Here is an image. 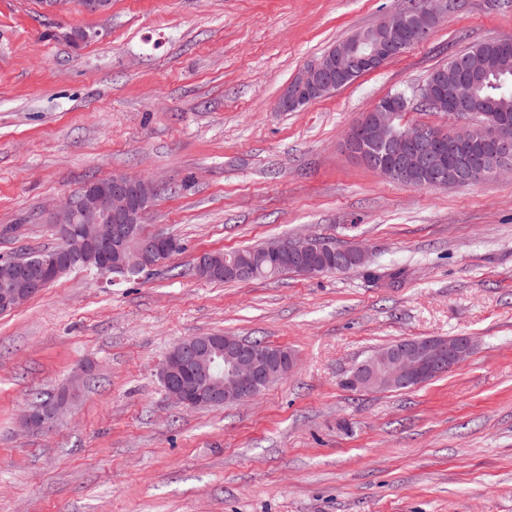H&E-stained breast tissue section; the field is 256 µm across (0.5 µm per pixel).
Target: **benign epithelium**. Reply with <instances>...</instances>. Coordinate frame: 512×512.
Here are the masks:
<instances>
[{"label": "benign epithelium", "instance_id": "1", "mask_svg": "<svg viewBox=\"0 0 512 512\" xmlns=\"http://www.w3.org/2000/svg\"><path fill=\"white\" fill-rule=\"evenodd\" d=\"M438 11L424 6L414 12L399 9L386 15L376 26V39L362 37L333 46L320 58L307 63L283 89L277 108L295 112L311 102L335 92L332 77L353 78L358 70L375 71L387 57L395 54L410 37L427 38L438 25ZM427 99L438 110L457 120L450 132L454 142H482L494 145L482 168L445 170L439 160L436 136L428 129L412 125L397 129L394 112L404 106L398 96L388 99L381 112H366L347 131L344 146L367 168L386 179L406 183V162L417 155L423 168L419 188H447L474 184L505 171L512 166L505 163L512 154V141L495 126L496 113L460 111L466 90L455 87L448 95L438 94L433 85L423 87ZM386 149L391 162L375 160L367 145ZM154 185L124 173H116L105 183H87L76 194L54 206L52 223L58 235L65 238V263L58 262L37 268L18 260L8 273L0 291V311L6 312L27 302L47 288L68 267V263L87 256L98 246L112 251L114 263L103 262L98 274L117 282L112 277V265L124 271L137 273L154 266L152 259L161 255L167 246V237L156 234L143 239L134 234L132 225L145 221L155 201ZM334 252L320 238L289 241L278 238L263 244V255L269 260L285 254L304 255L310 252ZM474 342L468 336H426L407 338L392 347H383L358 364L350 376L355 386L373 389L421 386L461 364L473 351ZM224 354V373L211 366L213 355ZM295 366V356L267 354L247 341L237 338L224 341V346L199 341L192 336L176 343L159 370L166 386V395L174 403L188 408L251 401L269 386L288 375ZM77 387L62 390L64 401L38 414L26 411L20 418L21 428L29 433L46 431L55 425L58 411L65 410L75 398Z\"/></svg>", "mask_w": 512, "mask_h": 512}]
</instances>
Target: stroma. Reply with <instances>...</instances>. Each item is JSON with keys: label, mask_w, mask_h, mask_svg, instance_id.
<instances>
[{"label": "stroma", "mask_w": 512, "mask_h": 512, "mask_svg": "<svg viewBox=\"0 0 512 512\" xmlns=\"http://www.w3.org/2000/svg\"><path fill=\"white\" fill-rule=\"evenodd\" d=\"M401 0H0V256L57 242L48 210L86 182L154 181L165 266L86 273L0 312V512H512V174L411 188L344 148L379 99L474 44L512 38V0H437L423 41L297 112L281 88ZM363 247L367 268L212 282L206 252L280 237ZM296 357L255 400L186 410L157 371L191 336ZM469 336L446 375L399 391L343 381L376 349ZM56 427L33 393L72 377ZM77 391L78 389L76 386H69L68 388L63 389L62 395L64 397V401H62L61 404H56L46 408L39 414L25 411L20 418L21 428L29 433L46 431L49 428L51 429L58 419V411H64L71 404V401L75 398Z\"/></svg>", "instance_id": "1"}]
</instances>
